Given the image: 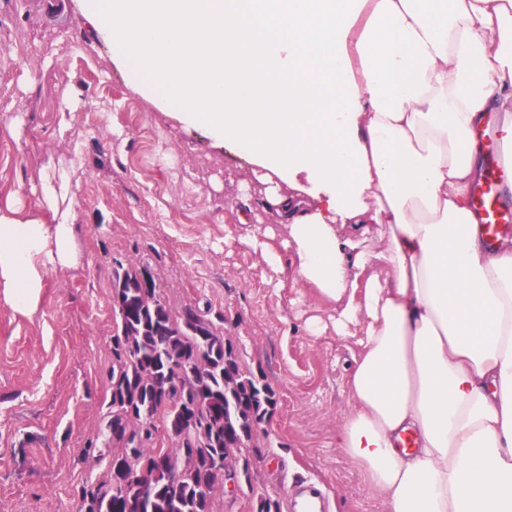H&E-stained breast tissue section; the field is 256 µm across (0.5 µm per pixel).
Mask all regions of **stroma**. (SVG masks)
Returning <instances> with one entry per match:
<instances>
[{
    "label": "stroma",
    "mask_w": 512,
    "mask_h": 512,
    "mask_svg": "<svg viewBox=\"0 0 512 512\" xmlns=\"http://www.w3.org/2000/svg\"><path fill=\"white\" fill-rule=\"evenodd\" d=\"M48 166L72 174L78 261L46 274L34 314L0 303V512H76L77 489L106 479L107 461L84 450L107 421L112 275L133 264L276 392L242 451L254 490L224 492L221 512H256L261 497L291 512L306 479L333 512H386L336 441L356 340L337 336L311 289L292 287L288 231L266 184L134 90L84 0H0V205L33 208ZM257 225L272 228L281 270L248 245Z\"/></svg>",
    "instance_id": "35a3bbf8"
}]
</instances>
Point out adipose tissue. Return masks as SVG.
Returning <instances> with one entry per match:
<instances>
[{"mask_svg":"<svg viewBox=\"0 0 512 512\" xmlns=\"http://www.w3.org/2000/svg\"><path fill=\"white\" fill-rule=\"evenodd\" d=\"M133 68L273 189L292 285L361 326L340 448L386 512H512V245L488 247L474 131L512 159V0H85ZM0 207V302L77 261L66 173Z\"/></svg>","mask_w":512,"mask_h":512,"instance_id":"obj_1","label":"adipose tissue"}]
</instances>
